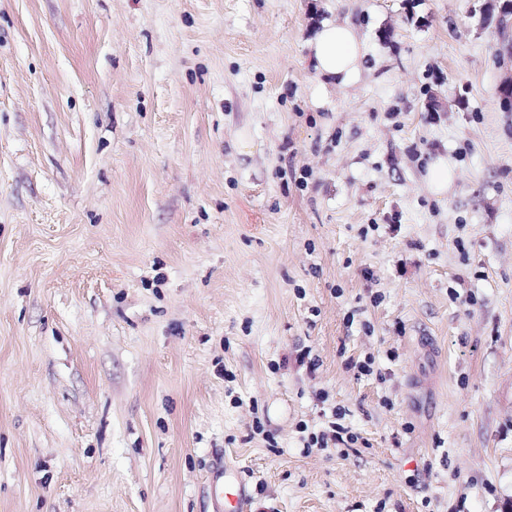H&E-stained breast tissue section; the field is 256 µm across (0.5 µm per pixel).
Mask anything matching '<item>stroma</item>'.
Here are the masks:
<instances>
[{
    "instance_id": "35a3bbf8",
    "label": "stroma",
    "mask_w": 512,
    "mask_h": 512,
    "mask_svg": "<svg viewBox=\"0 0 512 512\" xmlns=\"http://www.w3.org/2000/svg\"><path fill=\"white\" fill-rule=\"evenodd\" d=\"M484 3L0 0V512H224L228 468L246 512H501ZM325 19L367 46L343 88L309 64ZM335 407L356 454L304 450ZM427 180L429 188L439 196L448 192V185L452 180V172L448 168V161L438 157L429 164Z\"/></svg>"
}]
</instances>
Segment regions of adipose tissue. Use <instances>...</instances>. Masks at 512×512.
<instances>
[{"instance_id": "obj_1", "label": "adipose tissue", "mask_w": 512, "mask_h": 512, "mask_svg": "<svg viewBox=\"0 0 512 512\" xmlns=\"http://www.w3.org/2000/svg\"><path fill=\"white\" fill-rule=\"evenodd\" d=\"M310 60L325 82L348 85L354 82L366 55L365 44L352 24L325 20L309 42Z\"/></svg>"}]
</instances>
